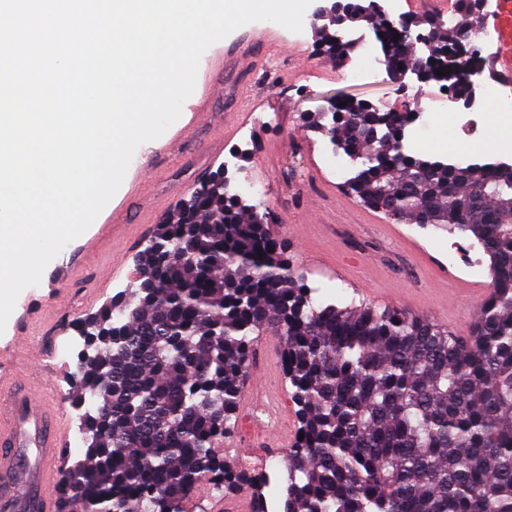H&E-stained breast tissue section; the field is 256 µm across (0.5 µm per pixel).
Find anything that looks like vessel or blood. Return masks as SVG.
Listing matches in <instances>:
<instances>
[{
  "instance_id": "1",
  "label": "vessel or blood",
  "mask_w": 512,
  "mask_h": 512,
  "mask_svg": "<svg viewBox=\"0 0 512 512\" xmlns=\"http://www.w3.org/2000/svg\"><path fill=\"white\" fill-rule=\"evenodd\" d=\"M483 20L500 33L495 68L512 82V0H496L494 8L484 12ZM8 398L7 413H0V496L15 501L33 489L44 512H52L60 450L67 438L56 397L48 391L39 394L13 389ZM14 448L26 449V456H11Z\"/></svg>"
}]
</instances>
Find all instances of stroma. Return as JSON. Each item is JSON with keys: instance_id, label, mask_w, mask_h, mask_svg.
Instances as JSON below:
<instances>
[{"instance_id": "1", "label": "stroma", "mask_w": 512, "mask_h": 512, "mask_svg": "<svg viewBox=\"0 0 512 512\" xmlns=\"http://www.w3.org/2000/svg\"><path fill=\"white\" fill-rule=\"evenodd\" d=\"M275 40L288 45V30L254 21L212 44L201 57L194 91L184 102L178 122L137 148L97 224L65 247L64 256L75 259L66 276L42 277L39 285L25 288L17 298L0 333V375L21 389L55 387L72 439L65 465L82 460L86 449L79 433V413L69 400V377L77 359L59 355L73 334L71 324L135 288V259L156 225L206 176L225 168L222 160H208L209 150L216 146L224 156L238 158L235 167L227 168L232 182L246 174L256 177L262 191L246 195L247 204L270 212L271 232L285 241L308 286L320 288L323 304L395 307L456 336L471 331L482 291L491 283L489 269L469 275L462 268H450L444 231L400 221L403 239L416 245L411 251L403 240L388 237L390 216L381 212L371 221L360 201L344 206L348 191L329 173L324 158L323 148L331 139L305 122L308 115L327 111L339 96L382 102L393 88L388 74L367 84L349 81L334 59L319 53L321 32L314 25L288 56L270 58L269 45ZM243 99L249 102L250 120L232 140L217 142L209 115L228 118ZM117 211L123 213L124 222L115 237H104L96 249H89L99 225L110 223ZM311 253L336 259L352 254L361 263L340 278L310 265ZM448 268L458 287L453 294L446 293L442 280ZM280 350L279 336L260 334L250 363L251 373L263 374L262 392L276 407L270 437L255 432L250 400L245 397L232 436L217 447L239 467L261 468L270 474L271 484L265 489L269 512L280 508L282 457L298 427Z\"/></svg>"}]
</instances>
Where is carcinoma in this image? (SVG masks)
Listing matches in <instances>:
<instances>
[{"label":"carcinoma","mask_w":512,"mask_h":512,"mask_svg":"<svg viewBox=\"0 0 512 512\" xmlns=\"http://www.w3.org/2000/svg\"><path fill=\"white\" fill-rule=\"evenodd\" d=\"M455 2L467 22H428L425 65L391 39L389 74L422 65L467 91L461 75H437L473 42L476 0ZM342 7L380 28L377 0ZM354 49L328 32L319 47L338 63ZM407 119L355 100L314 126L362 159L346 184L364 204L482 243L491 285L473 335L397 309L315 305L286 244L216 178L158 225L166 249L138 255L137 288L73 324L95 351L71 373L87 448L62 473L57 512H187L205 485L249 489L253 512H268L266 473L215 453L262 331L281 336L304 434L283 457V512H512V172L401 151Z\"/></svg>","instance_id":"1"}]
</instances>
